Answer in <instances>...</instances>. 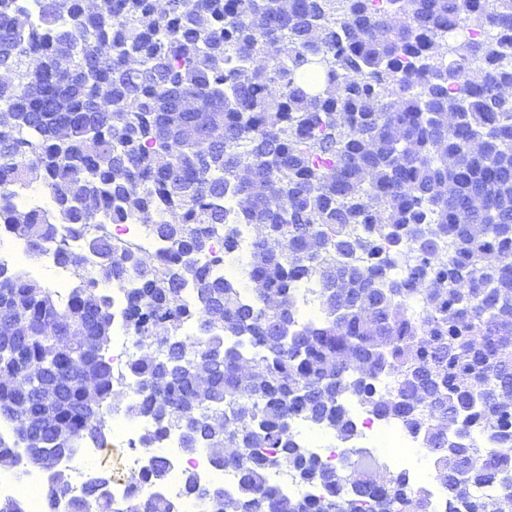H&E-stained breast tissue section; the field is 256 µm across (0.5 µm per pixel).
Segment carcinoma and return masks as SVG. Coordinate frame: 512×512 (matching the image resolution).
Masks as SVG:
<instances>
[{
  "instance_id": "1",
  "label": "carcinoma",
  "mask_w": 512,
  "mask_h": 512,
  "mask_svg": "<svg viewBox=\"0 0 512 512\" xmlns=\"http://www.w3.org/2000/svg\"><path fill=\"white\" fill-rule=\"evenodd\" d=\"M0 0V224L31 257L86 237L65 295L0 268V462L48 463L49 512H176L152 453L130 495L57 463L122 410L237 475L182 482L207 512H436L351 448L318 463L296 416L356 436L351 404L415 435L448 512L512 503V0ZM476 25L481 36L448 41ZM37 185L39 218L13 203ZM164 244L118 259L112 218ZM255 224L247 296L206 261ZM116 284L134 350L108 354ZM206 366L205 380L196 374ZM94 381L87 394L80 378ZM318 493L295 497L271 472ZM59 235L67 241L70 249L78 255L82 269L90 271L95 267L96 258L85 250L82 236L72 234L67 229H61Z\"/></svg>"
}]
</instances>
